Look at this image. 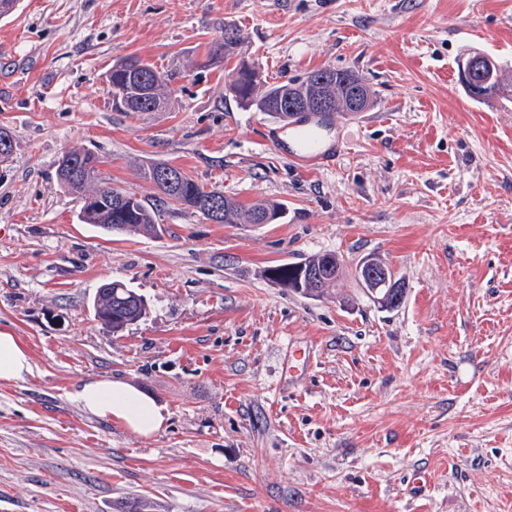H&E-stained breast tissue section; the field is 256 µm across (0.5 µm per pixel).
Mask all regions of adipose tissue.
Segmentation results:
<instances>
[{
  "label": "adipose tissue",
  "mask_w": 512,
  "mask_h": 512,
  "mask_svg": "<svg viewBox=\"0 0 512 512\" xmlns=\"http://www.w3.org/2000/svg\"><path fill=\"white\" fill-rule=\"evenodd\" d=\"M32 362L16 336L0 332V382L15 383L30 375ZM81 407L89 413L117 422L137 435L148 437L162 429L167 412L137 388L121 382L93 379L77 392Z\"/></svg>",
  "instance_id": "ef3b65f1"
}]
</instances>
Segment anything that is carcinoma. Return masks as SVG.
Segmentation results:
<instances>
[{"label": "carcinoma", "instance_id": "carcinoma-1", "mask_svg": "<svg viewBox=\"0 0 512 512\" xmlns=\"http://www.w3.org/2000/svg\"><path fill=\"white\" fill-rule=\"evenodd\" d=\"M233 32V39H221L210 44L206 51V64L219 59L235 62L228 74L237 73L239 78L231 85L230 93L242 107L252 106L274 120L288 124L294 114L313 110V104L321 94L334 102L336 112L345 111L356 96L361 97L365 110L374 103V92L350 70L325 67L308 73L299 81L286 79L267 83L256 67L248 66L240 58L243 36L236 26ZM324 75L328 76V83L319 88L315 79ZM107 81L112 93V106L121 112H158V103L167 100L170 94L169 76L135 56L114 63ZM73 154L76 155L78 174H73L69 168H59L57 180L62 188L81 201L89 192L97 194L98 206L91 209L81 206L78 218L82 223L92 224L109 234L133 231L145 237H156L164 231L158 218L170 206L193 209L216 224H257L266 216L270 217L271 223L277 224L286 213L284 205L276 201L246 209L220 189H208L183 172L170 183L159 181L155 178V171L160 167L158 163L143 167L144 178L152 183L154 195L149 199L140 198L103 178L98 168L100 157L92 150L77 148ZM336 257L334 252L312 254L298 262L271 266L264 270V277L270 281L277 280L286 288L288 280L302 266L320 272L322 278L315 279L312 287L302 290L305 295L319 297L336 287ZM92 309L94 319L114 334L146 316V303L142 296L117 280L100 285L93 298Z\"/></svg>", "mask_w": 512, "mask_h": 512}]
</instances>
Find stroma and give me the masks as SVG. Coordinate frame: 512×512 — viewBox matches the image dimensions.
Here are the masks:
<instances>
[{
	"instance_id": "stroma-1",
	"label": "stroma",
	"mask_w": 512,
	"mask_h": 512,
	"mask_svg": "<svg viewBox=\"0 0 512 512\" xmlns=\"http://www.w3.org/2000/svg\"><path fill=\"white\" fill-rule=\"evenodd\" d=\"M228 24L268 82L332 67L375 91L321 125L334 166L300 168L293 126L204 66ZM0 43L17 72L0 331L33 366L0 383V512H512V93L475 100L457 69L481 51L512 85V0H20ZM130 55L171 74L166 111L113 109L106 74ZM74 147L141 197L163 162L286 216L170 208L161 236L108 235L57 181ZM323 252L344 259L323 297L263 276ZM367 256L404 283L399 307L358 286ZM110 280L149 303L117 336L90 308ZM93 378L151 396L165 426L87 412L74 394Z\"/></svg>"
}]
</instances>
